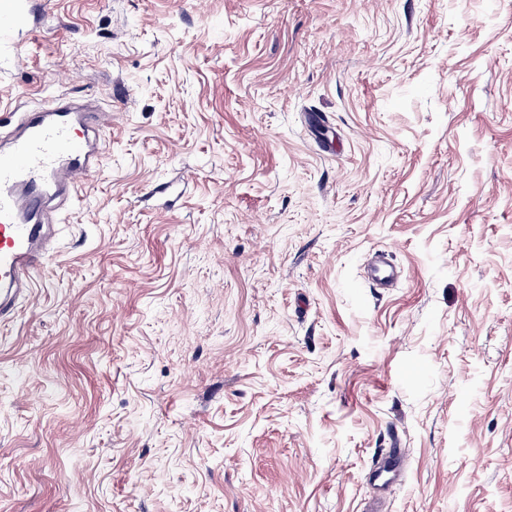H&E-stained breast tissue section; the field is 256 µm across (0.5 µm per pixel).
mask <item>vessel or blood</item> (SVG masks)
<instances>
[{
  "label": "vessel or blood",
  "instance_id": "obj_1",
  "mask_svg": "<svg viewBox=\"0 0 512 512\" xmlns=\"http://www.w3.org/2000/svg\"><path fill=\"white\" fill-rule=\"evenodd\" d=\"M109 124L94 106L52 99L23 113L17 130L0 146V318L27 298L34 271L52 251L56 227L51 202L69 201L100 170L97 132ZM409 464L401 448L382 451L370 472L373 482L400 480Z\"/></svg>",
  "mask_w": 512,
  "mask_h": 512
}]
</instances>
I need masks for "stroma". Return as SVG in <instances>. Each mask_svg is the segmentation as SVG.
Returning <instances> with one entry per match:
<instances>
[{"mask_svg":"<svg viewBox=\"0 0 512 512\" xmlns=\"http://www.w3.org/2000/svg\"><path fill=\"white\" fill-rule=\"evenodd\" d=\"M37 2L0 136L112 126L0 322V512H364L393 442L386 512H512V0ZM408 464L409 458L403 448H388L378 455L370 477L380 486L393 484L404 476Z\"/></svg>","mask_w":512,"mask_h":512,"instance_id":"obj_1","label":"stroma"}]
</instances>
